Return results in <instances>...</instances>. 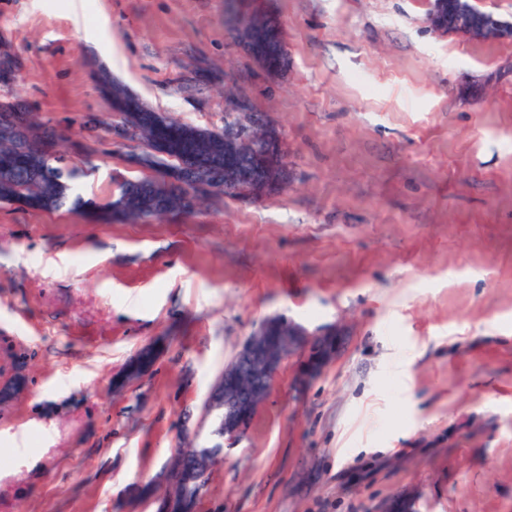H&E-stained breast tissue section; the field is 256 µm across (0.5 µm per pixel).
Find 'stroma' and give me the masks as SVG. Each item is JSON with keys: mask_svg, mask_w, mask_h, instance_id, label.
Returning a JSON list of instances; mask_svg holds the SVG:
<instances>
[{"mask_svg": "<svg viewBox=\"0 0 512 512\" xmlns=\"http://www.w3.org/2000/svg\"><path fill=\"white\" fill-rule=\"evenodd\" d=\"M288 64L240 47L228 0H0V99L65 136L83 198L145 177L104 79L214 131L245 100L288 182L251 203L94 224L0 207V512H156L242 342L281 316L342 347L287 359L196 512H512V41L439 33L428 0H240ZM152 368L127 377L143 349ZM282 43L283 35L278 22L267 15L265 22L257 30L253 59L261 62L275 57Z\"/></svg>", "mask_w": 512, "mask_h": 512, "instance_id": "1", "label": "stroma"}]
</instances>
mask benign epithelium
I'll list each match as a JSON object with an SVG mask.
<instances>
[{"mask_svg":"<svg viewBox=\"0 0 512 512\" xmlns=\"http://www.w3.org/2000/svg\"><path fill=\"white\" fill-rule=\"evenodd\" d=\"M254 15V11L240 14L235 26L238 42L248 55L253 54L254 30L250 19ZM428 23L437 32L452 29L472 39L512 40V22L486 12L474 13L470 0H431ZM227 107L233 111L234 118L224 127V144L234 151L240 144L259 138L264 142L262 154L243 165L229 160L224 163V172L204 181L190 178L186 188L193 199L233 194L242 202H252L272 190L260 174L266 167V157L281 153L280 135L262 121L249 103L230 102ZM340 347L341 339L334 332L311 334L281 316L265 318L239 346L210 392L205 411L212 417L214 434L226 440H236L243 435L256 410L269 396L288 357L298 351L307 352V359L298 372L299 380L305 381L320 372L338 354ZM179 455L193 459L195 482L203 485L211 470L207 460L192 448L180 449Z\"/></svg>","mask_w":512,"mask_h":512,"instance_id":"1","label":"benign epithelium"}]
</instances>
